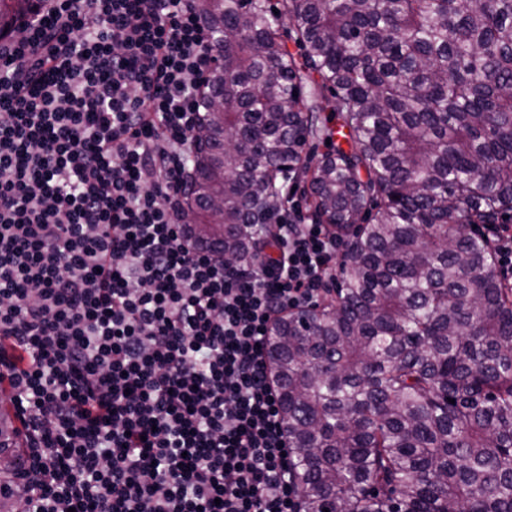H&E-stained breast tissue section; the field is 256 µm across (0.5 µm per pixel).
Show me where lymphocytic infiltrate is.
Returning <instances> with one entry per match:
<instances>
[{
    "label": "lymphocytic infiltrate",
    "mask_w": 512,
    "mask_h": 512,
    "mask_svg": "<svg viewBox=\"0 0 512 512\" xmlns=\"http://www.w3.org/2000/svg\"><path fill=\"white\" fill-rule=\"evenodd\" d=\"M0 41L9 512H302L268 372L340 239L280 208L226 264L182 221L211 32L194 0H43ZM7 394H4L0 392V409L2 408V412L7 414V422L8 424L12 425L14 428L12 429V432L10 433L7 429V427L4 425V421L6 420H0V436H1V443H0V455L4 452V449H9L11 447H14V451L17 453L18 450L16 448V442L14 440V435L16 437L19 436L18 430L15 428H20V423L17 420L15 416V410L13 405L11 404L10 400L5 397ZM8 397V396H7ZM9 398V397H8ZM14 434V435H13Z\"/></svg>",
    "instance_id": "f902f5d3"
}]
</instances>
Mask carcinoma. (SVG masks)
I'll return each instance as SVG.
<instances>
[{
	"mask_svg": "<svg viewBox=\"0 0 512 512\" xmlns=\"http://www.w3.org/2000/svg\"><path fill=\"white\" fill-rule=\"evenodd\" d=\"M34 0H0L13 30ZM221 43L200 93L189 230L238 261L289 164L351 237L336 292L270 329L304 512H512V0H194ZM296 35L301 58L280 34ZM349 149L311 166V138ZM455 403H450V400ZM491 232L500 268H506L512 273V228L508 224H494Z\"/></svg>",
	"mask_w": 512,
	"mask_h": 512,
	"instance_id": "1",
	"label": "carcinoma"
}]
</instances>
